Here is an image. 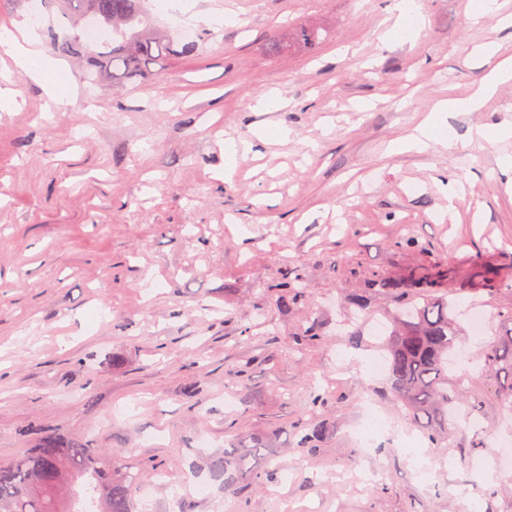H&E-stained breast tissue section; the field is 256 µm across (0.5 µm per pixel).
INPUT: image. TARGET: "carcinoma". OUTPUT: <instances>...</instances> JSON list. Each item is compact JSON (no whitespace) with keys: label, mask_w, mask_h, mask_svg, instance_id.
<instances>
[{"label":"carcinoma","mask_w":512,"mask_h":512,"mask_svg":"<svg viewBox=\"0 0 512 512\" xmlns=\"http://www.w3.org/2000/svg\"><path fill=\"white\" fill-rule=\"evenodd\" d=\"M139 0H67L71 11L112 27L121 40L112 42L105 63L112 76H145L150 65L163 54L178 55L194 49L187 44L176 48L159 33L136 28L141 23ZM65 55L85 56L86 64L99 66V57L84 55L77 38L55 42ZM371 281L390 295L395 308L402 311L385 343L389 355V380L392 393L402 405L410 424L432 445L448 440V413L454 403L469 405L470 414L480 406L468 400L456 378L448 376V352L456 336V299L447 273L418 274L406 282L380 273ZM283 308L302 297L301 277L285 276L276 285ZM484 365L512 381V331L506 338L492 341L481 349ZM298 447L314 449L319 431L300 423ZM228 432L231 449L209 460V471L224 478V485L240 477L255 475L265 480L273 473L257 470L253 460L265 447L263 437L232 423ZM141 473L119 455L107 456L79 443L63 445L46 436L40 446L19 460L0 466V512H136L134 492Z\"/></svg>","instance_id":"cac0c4a2"}]
</instances>
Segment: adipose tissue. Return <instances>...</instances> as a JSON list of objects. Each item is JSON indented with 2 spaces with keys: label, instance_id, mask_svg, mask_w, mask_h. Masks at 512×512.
I'll list each match as a JSON object with an SVG mask.
<instances>
[{
  "label": "adipose tissue",
  "instance_id": "adipose-tissue-1",
  "mask_svg": "<svg viewBox=\"0 0 512 512\" xmlns=\"http://www.w3.org/2000/svg\"><path fill=\"white\" fill-rule=\"evenodd\" d=\"M0 43L9 46L16 66L32 77H40L49 66L48 60L41 57L35 50V33L28 26L24 25L14 29L0 26ZM508 79H512L511 58L499 61L484 78L472 97L465 100L436 102L431 107L429 116L416 128L415 132L394 144L393 153L428 151L437 144L435 130L446 123L449 113L476 110L480 101L493 90L498 82Z\"/></svg>",
  "mask_w": 512,
  "mask_h": 512
}]
</instances>
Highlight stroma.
Listing matches in <instances>:
<instances>
[{
  "label": "stroma",
  "mask_w": 512,
  "mask_h": 512,
  "mask_svg": "<svg viewBox=\"0 0 512 512\" xmlns=\"http://www.w3.org/2000/svg\"><path fill=\"white\" fill-rule=\"evenodd\" d=\"M479 2L420 0L412 43L385 36L394 0H191L169 12L146 0L152 26L176 41L192 29L197 46L122 82L57 52L55 38H85L88 24L55 8L33 26L41 55L62 65L45 82L0 46L15 98L0 111V463L52 435L151 465L138 512H512V478L494 464L512 440L506 378L472 376L478 421L456 422L437 447L412 429L388 373L361 374L392 309L370 273L443 262L460 307L512 311V187L497 168L512 138H467L512 123V81L477 111L449 113L453 149L390 152L434 101L474 92L495 64L482 45L512 56L499 22L512 0L475 21ZM301 26L312 44L297 43ZM51 82L66 96L53 108ZM268 91L280 108L253 111ZM265 125L288 138L257 140ZM228 138L251 152L228 157ZM403 237L414 247H395ZM291 268L305 292L283 309L275 285ZM488 269L507 289L483 290ZM361 292L370 305L354 319L348 299ZM312 326L319 341L301 344ZM314 392L325 406H311ZM367 404L384 429L363 443ZM300 421L321 428L315 451L297 449ZM232 422L266 438L277 481L228 490L210 475Z\"/></svg>",
  "instance_id": "stroma-1"
}]
</instances>
